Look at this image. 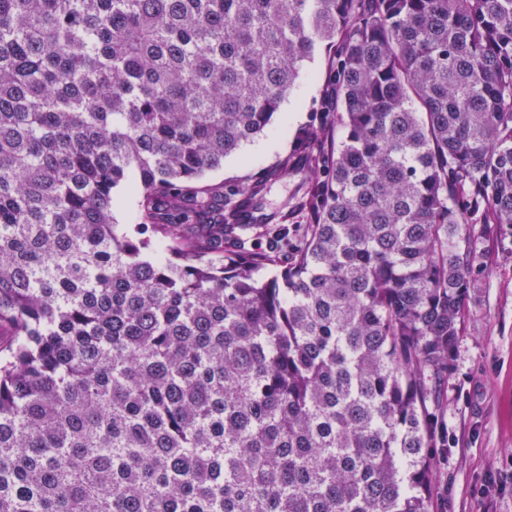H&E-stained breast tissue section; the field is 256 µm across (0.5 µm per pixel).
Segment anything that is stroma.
Returning a JSON list of instances; mask_svg holds the SVG:
<instances>
[{
	"label": "stroma",
	"instance_id": "1",
	"mask_svg": "<svg viewBox=\"0 0 512 512\" xmlns=\"http://www.w3.org/2000/svg\"><path fill=\"white\" fill-rule=\"evenodd\" d=\"M329 60V50H320L275 123L241 157L208 173L207 182H243L294 153L299 130L315 123L329 95ZM298 182L277 181L265 197L266 211L287 209L295 231L306 221ZM482 248L448 372V449L437 464L435 512H512V234L490 236Z\"/></svg>",
	"mask_w": 512,
	"mask_h": 512
}]
</instances>
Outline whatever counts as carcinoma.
I'll return each instance as SVG.
<instances>
[{"label":"carcinoma","instance_id":"1","mask_svg":"<svg viewBox=\"0 0 512 512\" xmlns=\"http://www.w3.org/2000/svg\"><path fill=\"white\" fill-rule=\"evenodd\" d=\"M323 46L296 156L204 183ZM506 230L512 0H0V512H434ZM300 176H293L288 179L274 183L265 197V212L282 210L284 203L288 200V227L293 231L302 232L306 224V214L302 210L297 197V184Z\"/></svg>","mask_w":512,"mask_h":512}]
</instances>
